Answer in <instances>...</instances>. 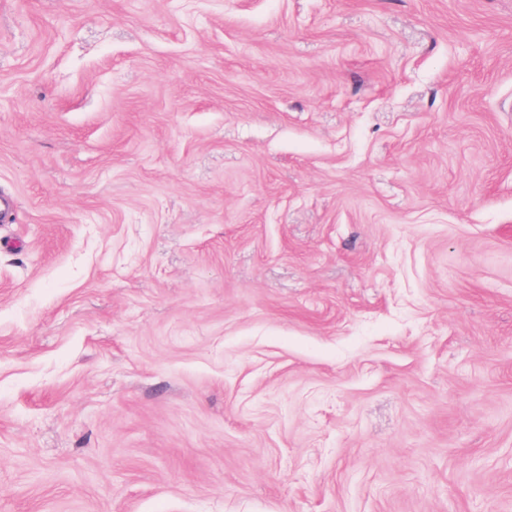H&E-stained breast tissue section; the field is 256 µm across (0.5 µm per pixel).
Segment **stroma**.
<instances>
[{"label":"stroma","mask_w":512,"mask_h":512,"mask_svg":"<svg viewBox=\"0 0 512 512\" xmlns=\"http://www.w3.org/2000/svg\"><path fill=\"white\" fill-rule=\"evenodd\" d=\"M0 512H512V0H0Z\"/></svg>","instance_id":"1"}]
</instances>
